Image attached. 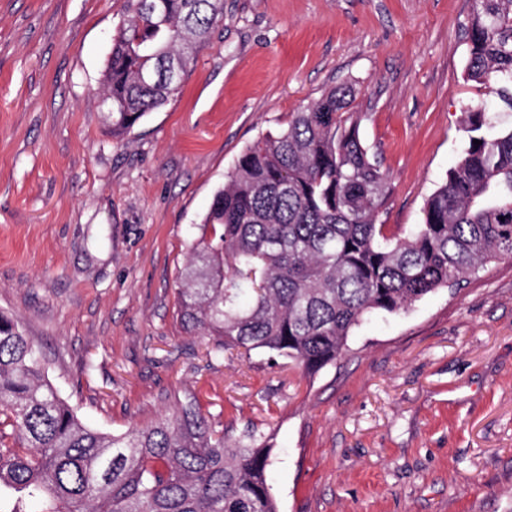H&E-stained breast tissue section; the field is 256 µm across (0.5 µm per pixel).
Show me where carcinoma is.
Listing matches in <instances>:
<instances>
[{
	"label": "carcinoma",
	"instance_id": "cac0c4a2",
	"mask_svg": "<svg viewBox=\"0 0 512 512\" xmlns=\"http://www.w3.org/2000/svg\"><path fill=\"white\" fill-rule=\"evenodd\" d=\"M223 9L224 0H123L102 79L112 136L180 92ZM468 41L467 79L512 112V0H472ZM355 99L349 84L330 89L248 146L216 191L177 291L180 324L208 339L209 360L262 353L313 377L366 319L512 258V126H497L482 102L467 106L463 155L421 223L393 232L377 223L388 181L361 141ZM271 452L254 429L234 440L217 432L194 395L146 428L87 427L0 312L7 512H28L29 501L40 512H278Z\"/></svg>",
	"mask_w": 512,
	"mask_h": 512
}]
</instances>
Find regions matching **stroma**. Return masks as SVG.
I'll return each instance as SVG.
<instances>
[{
	"mask_svg": "<svg viewBox=\"0 0 512 512\" xmlns=\"http://www.w3.org/2000/svg\"><path fill=\"white\" fill-rule=\"evenodd\" d=\"M120 0H0V311L92 427L197 393L270 436L279 512H512V259L357 328L304 377L208 363L176 290L215 191L257 139L352 84L388 175L378 221L420 223L461 156L471 0H224L181 91L113 138L102 75Z\"/></svg>",
	"mask_w": 512,
	"mask_h": 512,
	"instance_id": "35a3bbf8",
	"label": "stroma"
}]
</instances>
